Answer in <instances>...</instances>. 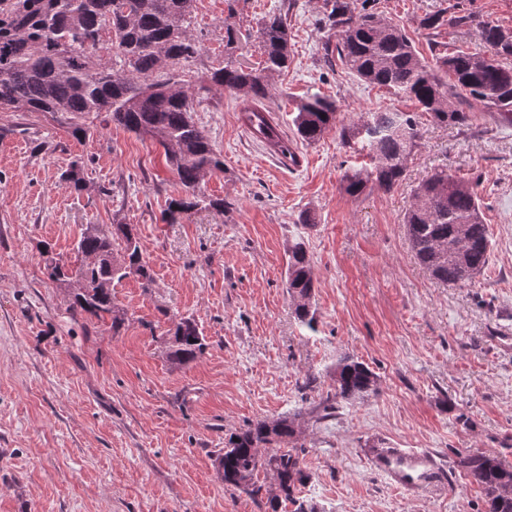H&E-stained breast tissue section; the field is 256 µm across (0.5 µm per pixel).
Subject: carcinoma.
Wrapping results in <instances>:
<instances>
[{
    "label": "carcinoma",
    "mask_w": 512,
    "mask_h": 512,
    "mask_svg": "<svg viewBox=\"0 0 512 512\" xmlns=\"http://www.w3.org/2000/svg\"><path fill=\"white\" fill-rule=\"evenodd\" d=\"M195 0H0V109L10 112H44L70 125L72 136L87 134L83 119L106 113L113 124L150 137L164 150L184 195L169 201L166 216L177 217L197 209L223 212L229 203L201 193L207 175L224 172V161L205 132L193 120L194 90L181 79L182 65L195 60L201 42L192 34ZM224 66L213 68L197 91L216 86L244 98L242 120L253 135L282 156L292 155L288 140L270 119L264 101L272 92L271 79L288 68V25L282 15L263 20L258 39L264 55L262 68L240 60V38L231 19L238 0H225ZM334 47L330 54L362 81L394 88L418 103L433 121L465 125L478 105L500 122L512 125V29L468 12L451 19L459 28L476 29L482 48L455 52L427 61L407 34L374 11H356L345 0H333L326 15ZM116 32L108 50L114 62H102L101 32ZM336 102L312 94L296 107L292 124L297 138L315 143L339 129L343 146L366 154L369 166L344 174V191L363 194L370 186L390 190L403 180L406 164L421 139L416 119L405 112H365L358 119L336 125ZM404 224L418 262L441 283L471 281L486 266L490 239L481 204L464 180L436 170L415 189ZM122 241L121 258L114 256L115 239ZM76 251L82 263L74 269L54 265L49 277L61 286L71 280L74 289L69 311L98 320L110 318L119 329L125 313L112 301L104 282L120 281L130 274L144 286L152 281L143 261L134 229L117 226L115 233L86 230ZM314 280L304 243L288 252V292L297 319L314 323L311 299ZM207 347L197 324L190 318L175 324L169 346L173 364L183 366L201 356ZM335 393L314 408L324 419L335 402L363 401L377 393V375L364 363L348 356L332 373ZM296 416L260 420L229 437L219 455L222 480L257 497L262 486L259 470L272 473L280 495L267 498L268 512H308L298 496L310 480L297 449L288 448L296 435ZM373 459L397 471L408 484L431 483L444 476L432 460L415 466L395 448H371ZM456 466L484 494L485 512H512V463L484 453L457 457Z\"/></svg>",
    "instance_id": "obj_1"
}]
</instances>
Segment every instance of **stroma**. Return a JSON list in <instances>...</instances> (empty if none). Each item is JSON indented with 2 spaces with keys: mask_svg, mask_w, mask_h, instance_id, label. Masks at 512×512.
<instances>
[{
  "mask_svg": "<svg viewBox=\"0 0 512 512\" xmlns=\"http://www.w3.org/2000/svg\"><path fill=\"white\" fill-rule=\"evenodd\" d=\"M422 56L472 51L474 32L424 29L422 17L467 10L512 29V0H373ZM287 17L291 62L268 107L292 150L278 156L241 119L238 95L203 93L194 121L224 158L201 190L227 212L162 214L183 189L163 150L101 119L84 139L43 112H0V512H266L213 468L231 433L298 414L302 498L317 512H479L483 493L453 467L457 454L512 461V354L492 340L512 331V126L474 111L468 124L433 122L405 95L361 82L330 62L323 0H241V60L257 66L260 21ZM224 0H196L203 52L182 78L198 86L224 61ZM335 100L337 121L414 112L422 138L392 190L346 194L344 172L366 159L337 132L298 140L296 102ZM83 164V190L62 178ZM472 182L490 231L486 267L446 285L416 260L404 224L414 188L435 168ZM310 213L312 223L301 221ZM133 225L153 282L131 276L110 321L72 316L51 264L75 265L86 225ZM304 243L316 290L313 326L294 314L288 250ZM191 318L206 338L196 360L166 358L167 331ZM364 362L379 392L314 406L334 388L340 357ZM431 457L447 479L408 485L375 463L377 442Z\"/></svg>",
  "mask_w": 512,
  "mask_h": 512,
  "instance_id": "1",
  "label": "stroma"
}]
</instances>
